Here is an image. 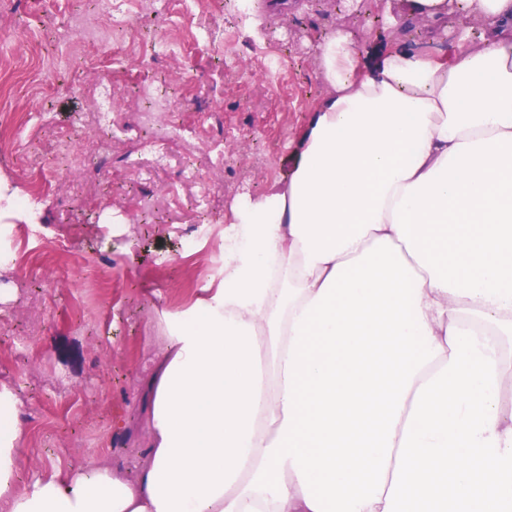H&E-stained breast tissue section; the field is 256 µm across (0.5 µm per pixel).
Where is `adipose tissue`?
I'll use <instances>...</instances> for the list:
<instances>
[{"instance_id":"1","label":"adipose tissue","mask_w":512,"mask_h":512,"mask_svg":"<svg viewBox=\"0 0 512 512\" xmlns=\"http://www.w3.org/2000/svg\"><path fill=\"white\" fill-rule=\"evenodd\" d=\"M411 3L483 45L321 42L287 182L162 315L146 461L20 482L0 394V512H512V0Z\"/></svg>"}]
</instances>
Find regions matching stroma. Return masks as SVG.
<instances>
[{
	"label": "stroma",
	"mask_w": 512,
	"mask_h": 512,
	"mask_svg": "<svg viewBox=\"0 0 512 512\" xmlns=\"http://www.w3.org/2000/svg\"><path fill=\"white\" fill-rule=\"evenodd\" d=\"M83 7L82 0H0V27L15 32L13 41L0 44V69H14L33 42L51 66L45 79L61 87L55 93L17 79L0 110L49 112L58 126L71 127L89 109L78 81L91 72L69 57L72 19ZM137 21V51L125 70L140 80L158 70L177 77L178 61L153 54L157 19L141 14ZM192 25L225 28L232 38L190 48L197 84L174 116L186 139L169 145L168 167H155L147 156L129 164L136 144L128 140L114 147L104 169L92 171L79 194L59 184L48 198L29 202L28 212L0 211V391L17 402L24 476L116 460L132 470L143 462L145 365L154 352L157 314L185 308L223 279L232 205L287 181L295 142L325 92L316 56L321 40L340 27L367 53L435 39L449 56L456 19L409 14L408 0H281L276 7L269 0H233ZM284 44L291 54L274 87L258 67ZM244 67L254 71L247 84L239 74ZM203 131L230 137L240 157L233 170L208 167L195 149ZM59 155L51 132L27 155L0 142V180L27 195L32 158ZM188 157L214 187V223H197L186 207L195 186L182 182L179 168ZM147 193L163 196L166 213L140 215ZM30 328L29 345H14L13 336ZM116 417L125 423L118 436Z\"/></svg>",
	"instance_id": "stroma-1"
}]
</instances>
